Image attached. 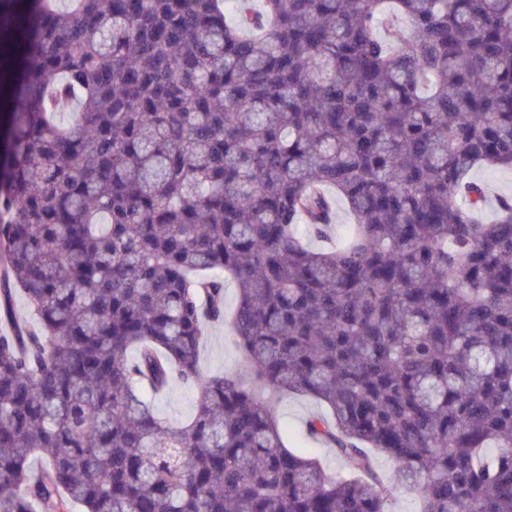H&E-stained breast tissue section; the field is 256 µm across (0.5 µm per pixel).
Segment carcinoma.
I'll return each mask as SVG.
<instances>
[{
  "label": "carcinoma",
  "instance_id": "1",
  "mask_svg": "<svg viewBox=\"0 0 512 512\" xmlns=\"http://www.w3.org/2000/svg\"><path fill=\"white\" fill-rule=\"evenodd\" d=\"M70 2L0 0V512H512V0ZM473 175L488 188L487 215L493 213L499 198H512V171L510 169L478 167L474 170ZM245 369L243 353L224 330V323L211 324L200 349V374L203 378L232 374ZM198 389L174 379L167 391L153 399L156 414L171 424L189 421L195 414ZM323 411L324 407L314 400L300 395H289L275 405L278 420L287 431L288 448L310 453L333 476L347 475L349 468L346 461L338 457L333 448L313 440L307 434L308 418ZM386 508L389 512H416L418 501L404 488L396 487L388 498Z\"/></svg>",
  "mask_w": 512,
  "mask_h": 512
}]
</instances>
